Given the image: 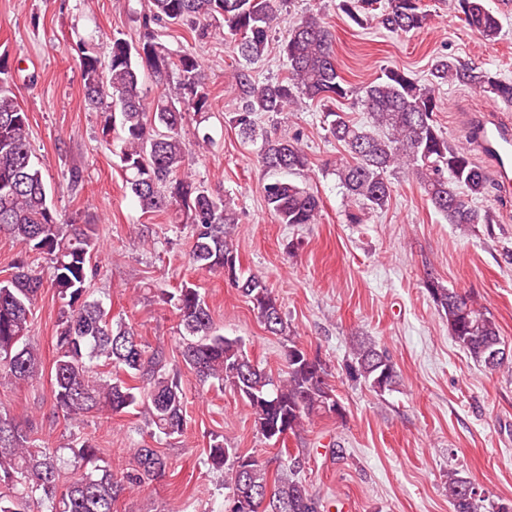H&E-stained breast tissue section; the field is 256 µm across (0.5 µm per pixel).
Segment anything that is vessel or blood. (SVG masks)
Returning a JSON list of instances; mask_svg holds the SVG:
<instances>
[{"instance_id": "1", "label": "vessel or blood", "mask_w": 512, "mask_h": 512, "mask_svg": "<svg viewBox=\"0 0 512 512\" xmlns=\"http://www.w3.org/2000/svg\"><path fill=\"white\" fill-rule=\"evenodd\" d=\"M487 162L502 192L512 191V121L502 118L493 105L470 114L465 139Z\"/></svg>"}]
</instances>
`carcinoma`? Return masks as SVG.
Here are the masks:
<instances>
[{"label":"carcinoma","mask_w":512,"mask_h":512,"mask_svg":"<svg viewBox=\"0 0 512 512\" xmlns=\"http://www.w3.org/2000/svg\"><path fill=\"white\" fill-rule=\"evenodd\" d=\"M281 0H151L138 17L139 39L133 44L112 37L107 65L96 54L79 48V66L86 106L102 114V133L120 125L119 152L126 188L147 213H170L175 222L190 227L193 246L190 263L198 270L220 272L256 310L267 332L284 339L283 374L274 378L250 359L239 338L219 332L210 307L199 289L189 283L162 295L183 327L181 363L199 384L219 391L230 388L249 408L254 425L267 441L286 431L297 434L316 418L344 419L345 407L319 355L310 353L284 319L279 297L258 273L243 275L231 238L234 208L223 196L197 182L186 171L189 152L182 136L185 114L207 111L211 98L201 63L193 52L173 54L155 26L190 25L199 40L211 35L204 21L222 18L224 39L246 61L266 53L273 28L284 21ZM466 25L493 41L500 20L484 0H452ZM341 9L361 24L381 11V21L393 33L426 26L429 13L421 0H341ZM282 44L288 75L280 81L258 82L247 70L237 74L243 103L232 123L247 141H262L258 162L286 172L263 186L266 207L281 224H315L320 215L318 196L291 179L310 169L298 139L271 136L260 128L262 113L281 114L308 100L328 103L349 96L334 51L335 34L320 17L310 14L289 22ZM154 77L156 93L146 100L140 88L141 72ZM178 72L176 84L170 72ZM4 56H0V236L13 240L19 253L9 277L0 281V385H19L39 378L43 364L38 346L29 337L31 317L44 288V276L35 258L51 262L50 285L65 301L56 335L57 356L50 377L54 389L53 414L77 420L91 412L119 414L144 405L149 424L167 437L186 428V409L180 368L168 367L163 350L142 343L133 324L114 319L103 303L91 298L90 286L99 276L97 234L89 224H78L53 204L42 173L33 161L28 115L17 101ZM458 84L491 93L512 104V81L470 62L439 57L430 78L419 83L401 69H387L363 87L359 103L368 122L356 123L345 113H324L326 130L340 142L346 156L333 173L356 206L382 210L391 198L389 176L415 177L427 202L450 224L490 229L494 219L474 205L485 196L488 176L470 155L439 129L435 112L439 91ZM424 287L456 343L477 364L498 371L503 361L493 359L504 342L493 316L477 306L470 293L444 287L427 276ZM105 358L112 371L105 376L93 361ZM346 375L376 393L399 383L395 363L386 349L367 337L350 347ZM74 458L91 469L70 478L59 490L61 459L58 449L36 447L26 424L0 414V512H34V504L51 503V512H114L119 496L134 487L164 477L169 462L155 448L134 449V467L117 478L97 464L99 449L89 440L72 448ZM204 464L224 472V506L235 500L251 504L246 512H323L322 500L298 476L299 457L290 459L288 472L269 476L256 457L244 454L215 434ZM475 483L456 469L448 470V501L453 512H482L485 498Z\"/></svg>","instance_id":"1"}]
</instances>
